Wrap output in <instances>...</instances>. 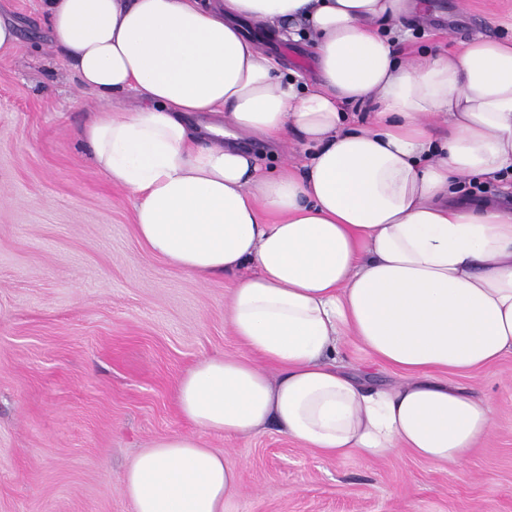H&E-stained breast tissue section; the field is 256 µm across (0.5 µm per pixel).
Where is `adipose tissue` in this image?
Returning <instances> with one entry per match:
<instances>
[{
	"instance_id": "1",
	"label": "adipose tissue",
	"mask_w": 512,
	"mask_h": 512,
	"mask_svg": "<svg viewBox=\"0 0 512 512\" xmlns=\"http://www.w3.org/2000/svg\"><path fill=\"white\" fill-rule=\"evenodd\" d=\"M427 0H42L52 45L102 105L81 131L131 193L140 240L199 280L233 276L237 356L176 385L190 434L123 479L133 512H227L241 472L200 434L268 426L327 457L408 451L465 465L491 402L448 382L512 354V212L450 204L464 177L512 175V39L398 57ZM304 43L313 85L284 79L246 27ZM140 97L131 111L113 94ZM371 101L354 126L345 105ZM448 124L438 138L437 121ZM298 136L302 164L241 148ZM401 381L337 364L344 338Z\"/></svg>"
}]
</instances>
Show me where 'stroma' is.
I'll use <instances>...</instances> for the list:
<instances>
[{
  "mask_svg": "<svg viewBox=\"0 0 512 512\" xmlns=\"http://www.w3.org/2000/svg\"><path fill=\"white\" fill-rule=\"evenodd\" d=\"M408 49L454 54L512 37V0H429ZM22 47L0 55V512H133L123 474L158 438L192 433L179 378L237 355L230 277L202 282L138 238L134 198L90 162L97 105L50 42L42 0H0ZM453 383L482 392L493 430L463 469L403 452L329 458L275 427L206 435L244 470L228 512H512V355Z\"/></svg>",
  "mask_w": 512,
  "mask_h": 512,
  "instance_id": "35a3bbf8",
  "label": "stroma"
}]
</instances>
